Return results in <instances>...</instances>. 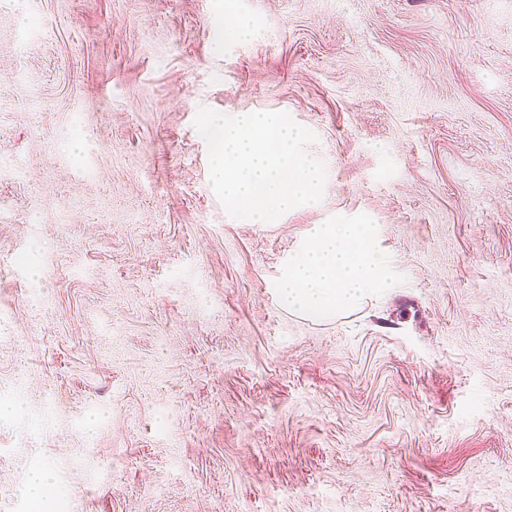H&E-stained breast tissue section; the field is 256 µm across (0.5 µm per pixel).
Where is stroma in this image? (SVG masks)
<instances>
[{"instance_id":"1","label":"stroma","mask_w":512,"mask_h":512,"mask_svg":"<svg viewBox=\"0 0 512 512\" xmlns=\"http://www.w3.org/2000/svg\"><path fill=\"white\" fill-rule=\"evenodd\" d=\"M203 108L314 132L322 201L230 217ZM356 212L394 288L289 314ZM1 405L0 512H512V0H0ZM52 474L46 469H37L32 473L23 493L29 500H40L52 485Z\"/></svg>"}]
</instances>
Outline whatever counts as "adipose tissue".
Listing matches in <instances>:
<instances>
[{
	"label": "adipose tissue",
	"instance_id": "1",
	"mask_svg": "<svg viewBox=\"0 0 512 512\" xmlns=\"http://www.w3.org/2000/svg\"><path fill=\"white\" fill-rule=\"evenodd\" d=\"M394 284L393 259L367 219L312 225L274 283L288 313L327 322Z\"/></svg>",
	"mask_w": 512,
	"mask_h": 512
}]
</instances>
